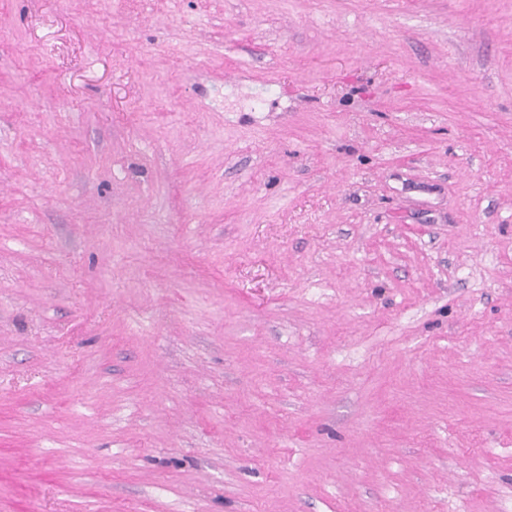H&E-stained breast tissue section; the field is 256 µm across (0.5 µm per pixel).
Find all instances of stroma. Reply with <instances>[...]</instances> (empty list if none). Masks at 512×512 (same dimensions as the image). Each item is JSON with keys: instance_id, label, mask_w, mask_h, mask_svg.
<instances>
[{"instance_id": "35a3bbf8", "label": "stroma", "mask_w": 512, "mask_h": 512, "mask_svg": "<svg viewBox=\"0 0 512 512\" xmlns=\"http://www.w3.org/2000/svg\"><path fill=\"white\" fill-rule=\"evenodd\" d=\"M0 512H512V0H0Z\"/></svg>"}]
</instances>
